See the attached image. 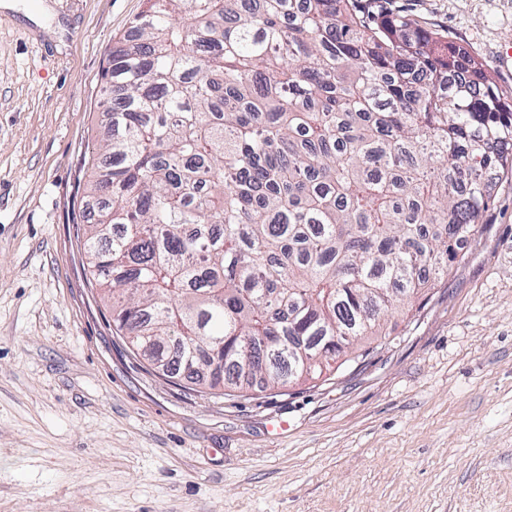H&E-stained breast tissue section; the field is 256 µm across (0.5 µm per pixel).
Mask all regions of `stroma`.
<instances>
[{"label":"stroma","mask_w":512,"mask_h":512,"mask_svg":"<svg viewBox=\"0 0 512 512\" xmlns=\"http://www.w3.org/2000/svg\"><path fill=\"white\" fill-rule=\"evenodd\" d=\"M49 4L0 8V512H512V180L368 357L234 399L184 388L113 335L72 222L143 0ZM387 8L512 94V0Z\"/></svg>","instance_id":"stroma-1"}]
</instances>
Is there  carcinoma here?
Returning <instances> with one entry per match:
<instances>
[{
	"label": "carcinoma",
	"instance_id": "1",
	"mask_svg": "<svg viewBox=\"0 0 512 512\" xmlns=\"http://www.w3.org/2000/svg\"><path fill=\"white\" fill-rule=\"evenodd\" d=\"M381 0H146L77 226L134 356L227 396L426 301L512 175V99Z\"/></svg>",
	"mask_w": 512,
	"mask_h": 512
}]
</instances>
